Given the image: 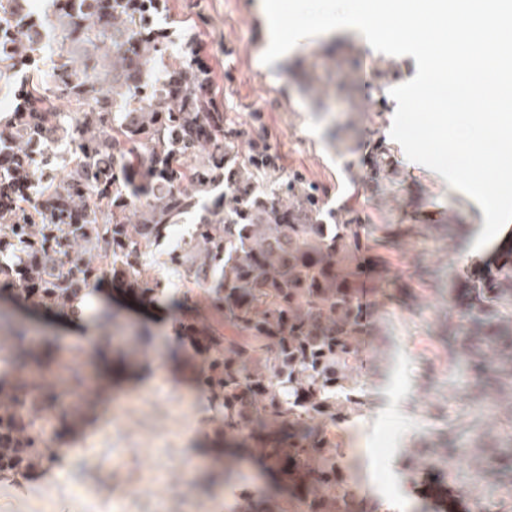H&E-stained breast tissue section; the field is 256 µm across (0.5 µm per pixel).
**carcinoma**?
<instances>
[{"label":"carcinoma","mask_w":512,"mask_h":512,"mask_svg":"<svg viewBox=\"0 0 512 512\" xmlns=\"http://www.w3.org/2000/svg\"><path fill=\"white\" fill-rule=\"evenodd\" d=\"M40 28L24 30L28 0H0V90L15 91L0 114V277L49 309L80 315L98 277L109 271L147 292L171 286L210 294L228 332L211 333L206 370L224 432L254 427L267 435L287 424L288 447L267 443L265 459L304 466L302 512H362L352 487L326 454L340 443L331 427L360 401L355 363L365 323L359 316L356 255L361 225L352 210H327L301 177L271 199L274 169L224 134L215 75L194 49L170 55L171 34L155 24L168 0H53ZM51 28L64 35L53 62L36 65ZM153 80L141 75L159 56ZM58 129L64 151L42 147ZM186 214L193 230L159 259L165 276L143 278L144 262ZM463 353L478 371L512 380L487 360L495 346L512 356L500 326L512 322V267L487 271L464 290ZM0 336L16 337L0 357L25 366V331L0 312ZM46 403L38 380L0 375V435L16 432L22 454L41 458L45 430L35 413ZM512 486L487 483V499Z\"/></svg>","instance_id":"1"}]
</instances>
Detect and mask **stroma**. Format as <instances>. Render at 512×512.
<instances>
[{
	"instance_id": "obj_1",
	"label": "stroma",
	"mask_w": 512,
	"mask_h": 512,
	"mask_svg": "<svg viewBox=\"0 0 512 512\" xmlns=\"http://www.w3.org/2000/svg\"><path fill=\"white\" fill-rule=\"evenodd\" d=\"M195 23L216 75L227 117L224 130L241 150L266 139L285 161L280 176L301 175L319 188L325 207L350 208L360 223L367 280L369 336L357 363V413L339 425L343 478L363 490L372 464L371 512H448L457 499L476 512L463 491L491 449L512 444V385L485 388L459 377L449 347L459 298L472 267L490 258L512 260V229L476 247L481 207L439 174L406 159L391 139L397 103L391 88L412 79V56L373 50L354 29L302 40L288 59L263 65L265 20L258 0H170L157 25ZM116 310L120 333L106 334L112 362L75 345L70 319L24 303L0 287V308L27 332L30 350L77 363L104 382L77 400L79 416L60 437L68 460L45 467L40 483L56 490L52 512H298L304 486L266 469L258 436L225 434L222 415L203 382L204 355L182 341L183 322L201 332L223 329L224 318L202 290L189 307L168 298L144 300L96 288ZM149 336H141V327ZM165 384L174 402L149 399ZM189 430L175 432L174 408ZM460 454L449 462L448 448ZM151 493H141L142 485Z\"/></svg>"
}]
</instances>
